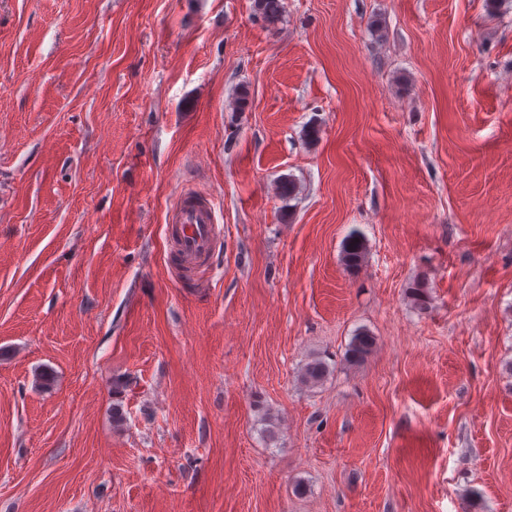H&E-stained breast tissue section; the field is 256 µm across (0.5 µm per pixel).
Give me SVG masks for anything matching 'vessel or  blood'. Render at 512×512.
Wrapping results in <instances>:
<instances>
[{
  "label": "vessel or blood",
  "instance_id": "b4317fda",
  "mask_svg": "<svg viewBox=\"0 0 512 512\" xmlns=\"http://www.w3.org/2000/svg\"><path fill=\"white\" fill-rule=\"evenodd\" d=\"M217 204L212 195L182 190L171 210L166 234L173 245L172 262L186 275L209 268L218 233Z\"/></svg>",
  "mask_w": 512,
  "mask_h": 512
}]
</instances>
